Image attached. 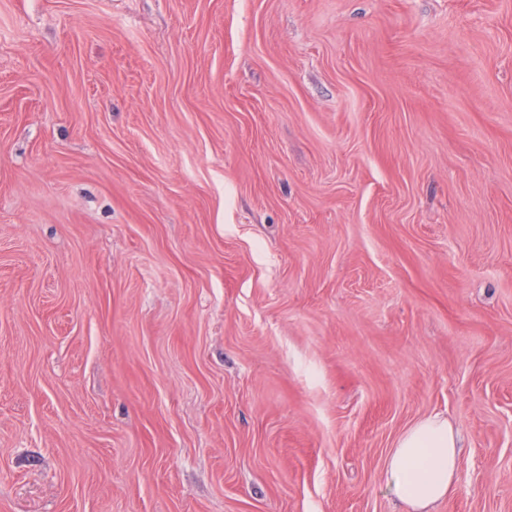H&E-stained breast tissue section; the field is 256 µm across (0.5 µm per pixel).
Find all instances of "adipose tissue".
Returning <instances> with one entry per match:
<instances>
[{"instance_id": "1", "label": "adipose tissue", "mask_w": 512, "mask_h": 512, "mask_svg": "<svg viewBox=\"0 0 512 512\" xmlns=\"http://www.w3.org/2000/svg\"><path fill=\"white\" fill-rule=\"evenodd\" d=\"M456 433L447 418L430 415L406 429L385 462V475L404 512H433L447 498L459 468Z\"/></svg>"}]
</instances>
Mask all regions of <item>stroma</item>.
<instances>
[{"instance_id":"obj_1","label":"stroma","mask_w":512,"mask_h":512,"mask_svg":"<svg viewBox=\"0 0 512 512\" xmlns=\"http://www.w3.org/2000/svg\"><path fill=\"white\" fill-rule=\"evenodd\" d=\"M512 512V0H0V512ZM459 458L456 433L447 418L430 415L406 429L385 462L387 482L403 512H433L453 487Z\"/></svg>"}]
</instances>
